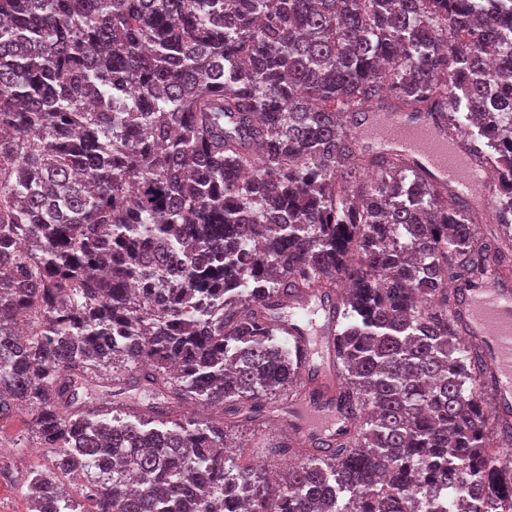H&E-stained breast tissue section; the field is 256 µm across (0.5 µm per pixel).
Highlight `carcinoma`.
<instances>
[{"instance_id":"cac0c4a2","label":"carcinoma","mask_w":512,"mask_h":512,"mask_svg":"<svg viewBox=\"0 0 512 512\" xmlns=\"http://www.w3.org/2000/svg\"><path fill=\"white\" fill-rule=\"evenodd\" d=\"M370 102L470 129L503 238L349 140ZM511 262L512 0H0V420L92 512H512L448 294ZM342 276L347 437L237 463L303 369L276 310Z\"/></svg>"}]
</instances>
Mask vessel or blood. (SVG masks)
Segmentation results:
<instances>
[{
	"label": "vessel or blood",
	"mask_w": 512,
	"mask_h": 512,
	"mask_svg": "<svg viewBox=\"0 0 512 512\" xmlns=\"http://www.w3.org/2000/svg\"><path fill=\"white\" fill-rule=\"evenodd\" d=\"M359 135L372 140L377 148H391L416 159L434 175L437 184L451 185L458 197L487 204V169L472 162L455 142L449 141L440 114L414 117L400 111L378 112ZM316 311V306L307 300L294 303L288 316L290 329L300 336L299 351L308 361L319 349L306 335L310 317ZM463 317L466 322L481 325V336L489 345L487 360L497 383L512 382V290L501 285L496 273H489L469 291ZM316 371L320 387L307 390L302 398L291 403L287 417L290 434L300 444L336 433L343 427V416L336 405L332 360L322 359Z\"/></svg>",
	"instance_id": "1"
}]
</instances>
